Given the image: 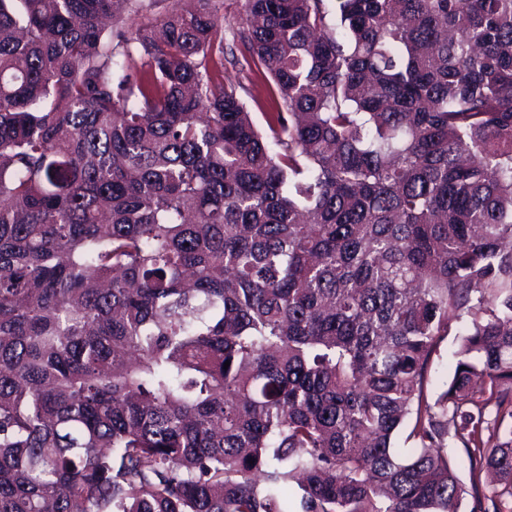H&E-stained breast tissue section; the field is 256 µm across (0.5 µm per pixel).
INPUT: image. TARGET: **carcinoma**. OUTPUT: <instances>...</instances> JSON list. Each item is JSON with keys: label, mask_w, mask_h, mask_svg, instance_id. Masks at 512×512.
<instances>
[{"label": "carcinoma", "mask_w": 512, "mask_h": 512, "mask_svg": "<svg viewBox=\"0 0 512 512\" xmlns=\"http://www.w3.org/2000/svg\"><path fill=\"white\" fill-rule=\"evenodd\" d=\"M176 2L0 0V512L512 498V0ZM117 1L118 14L124 18L126 25L124 29L135 32L138 28L150 27L156 24V20L163 16L172 5L174 0H138L142 3V8L137 14L128 11L126 0ZM221 13L224 14V85H233L237 88L247 110L252 112L256 123L264 124L263 112H268L263 104V87L256 75L249 69L241 55V46L235 33L239 26L245 23L242 8L243 0H223ZM234 58H232V54ZM258 100L259 104L254 101ZM456 348V340L453 333L440 344L437 352L433 355L432 373L437 378V388L451 378L453 374V363L451 353ZM448 456L450 457L451 464L458 474L463 488L465 489V493L463 494L462 503L460 506V512H469L472 502V481L463 448L448 449Z\"/></svg>", "instance_id": "1"}]
</instances>
